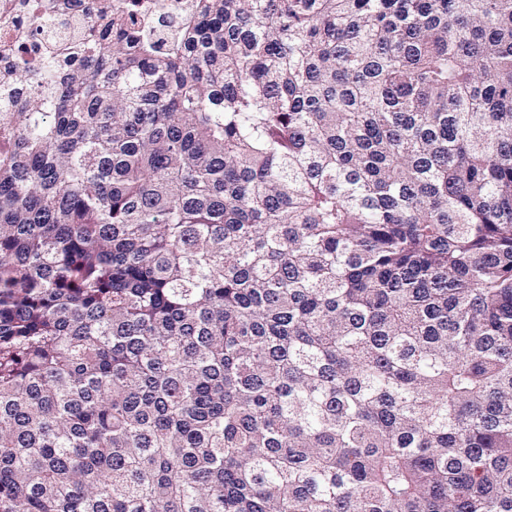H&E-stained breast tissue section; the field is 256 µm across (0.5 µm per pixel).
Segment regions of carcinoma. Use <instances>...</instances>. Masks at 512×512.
<instances>
[{"mask_svg": "<svg viewBox=\"0 0 512 512\" xmlns=\"http://www.w3.org/2000/svg\"><path fill=\"white\" fill-rule=\"evenodd\" d=\"M0 512H512V0L0 73Z\"/></svg>", "mask_w": 512, "mask_h": 512, "instance_id": "1", "label": "carcinoma"}]
</instances>
